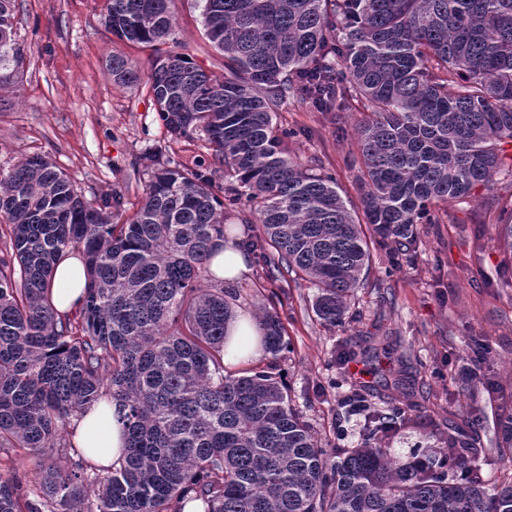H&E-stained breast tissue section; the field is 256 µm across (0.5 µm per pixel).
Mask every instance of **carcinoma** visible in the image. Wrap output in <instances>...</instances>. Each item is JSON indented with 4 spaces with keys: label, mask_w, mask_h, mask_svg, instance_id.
Masks as SVG:
<instances>
[{
    "label": "carcinoma",
    "mask_w": 512,
    "mask_h": 512,
    "mask_svg": "<svg viewBox=\"0 0 512 512\" xmlns=\"http://www.w3.org/2000/svg\"><path fill=\"white\" fill-rule=\"evenodd\" d=\"M15 0H0V86L26 65ZM205 35L224 54L207 72L180 53L155 58L148 80L176 139H199L224 169L146 157L139 208L115 193L88 201L52 162L33 156L0 175V454L41 457L39 490L0 477V512H512V483L488 488L460 428L415 464L383 445L403 416L361 394L367 420L357 448L323 446L292 406L274 361L289 349L274 309L257 322L272 363L224 368L232 314L224 283L206 282L224 213L257 224L249 247L268 279L290 272L316 288L324 324L345 321L371 250L395 267L416 248L419 225L463 202L504 166L512 142V0H192ZM176 0H107L105 27L121 42L174 41ZM112 84L140 71L109 56ZM292 100L317 112L356 104L360 211L335 176L288 154L277 122ZM67 253L83 259L85 300L57 317L51 274ZM112 400L127 430L118 467H72L67 426ZM512 448V412L496 421Z\"/></svg>",
    "instance_id": "obj_1"
}]
</instances>
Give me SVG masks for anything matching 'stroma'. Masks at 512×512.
<instances>
[{
  "label": "stroma",
  "instance_id": "1",
  "mask_svg": "<svg viewBox=\"0 0 512 512\" xmlns=\"http://www.w3.org/2000/svg\"><path fill=\"white\" fill-rule=\"evenodd\" d=\"M15 12L26 66L18 84L0 87V174L43 156L86 199L122 192L130 214L148 182L143 154L210 162L201 141L167 133L146 81L152 49L124 46L143 80L129 89L113 86L105 0H16ZM174 37L194 65L223 71L224 57L205 38L200 12L189 0L177 2ZM365 117L355 108L335 114L287 106L279 114L295 132L290 156L304 168L334 174L351 202L358 199L356 131ZM505 206L512 208V165L475 186L467 202L449 204L444 223L421 225L420 243L401 271L390 272L386 252L374 251L348 299L345 323L336 328L315 316L314 291L304 281L270 284L256 265L235 283L234 308L254 314L259 306L275 305L290 341L280 370L294 407L324 445L361 443L362 424L348 418L344 406L360 383L377 406L399 407L409 417L386 442L395 456L407 462L420 444L442 446L454 424L471 438L489 483L512 481V460L493 443L498 414L512 409V257L496 239ZM476 341L486 348L483 377L463 390L456 380Z\"/></svg>",
  "mask_w": 512,
  "mask_h": 512
}]
</instances>
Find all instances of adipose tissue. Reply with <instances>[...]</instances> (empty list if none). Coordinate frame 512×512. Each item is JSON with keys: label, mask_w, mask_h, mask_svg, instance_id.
Instances as JSON below:
<instances>
[{"label": "adipose tissue", "mask_w": 512, "mask_h": 512, "mask_svg": "<svg viewBox=\"0 0 512 512\" xmlns=\"http://www.w3.org/2000/svg\"><path fill=\"white\" fill-rule=\"evenodd\" d=\"M240 234H233L218 243L211 260L210 271L225 283H235L251 271L250 258L240 246ZM86 279L81 257H63L51 279V302L57 314L70 315L78 311L85 297ZM228 341L224 361L236 364L264 358L260 343L262 332L247 312H236L226 325ZM72 442L79 454L100 467L120 465L126 455L124 424L115 405H98L76 414L70 421Z\"/></svg>", "instance_id": "ef3b65f1"}]
</instances>
